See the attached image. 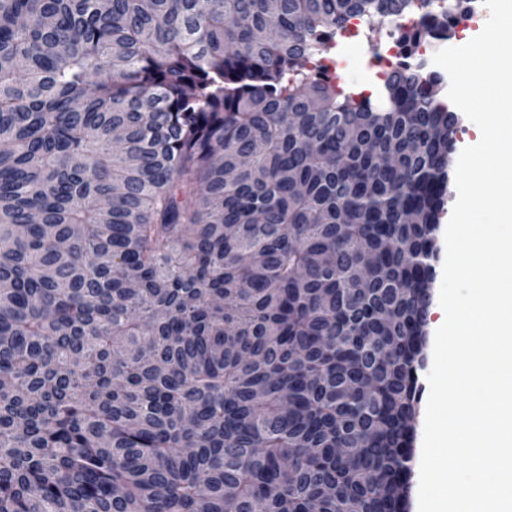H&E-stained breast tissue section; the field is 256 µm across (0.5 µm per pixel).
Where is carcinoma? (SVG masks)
<instances>
[{"mask_svg":"<svg viewBox=\"0 0 512 512\" xmlns=\"http://www.w3.org/2000/svg\"><path fill=\"white\" fill-rule=\"evenodd\" d=\"M453 6L0 0V512H407ZM358 24V20L353 21L344 37L350 38L356 34ZM344 43H347V47L342 50ZM331 56L336 61V72L341 78L340 86L364 90L368 94L369 90H375L380 84L376 76L379 69L373 66L371 48L361 30L355 37L342 39L331 51Z\"/></svg>","mask_w":512,"mask_h":512,"instance_id":"1","label":"carcinoma"}]
</instances>
